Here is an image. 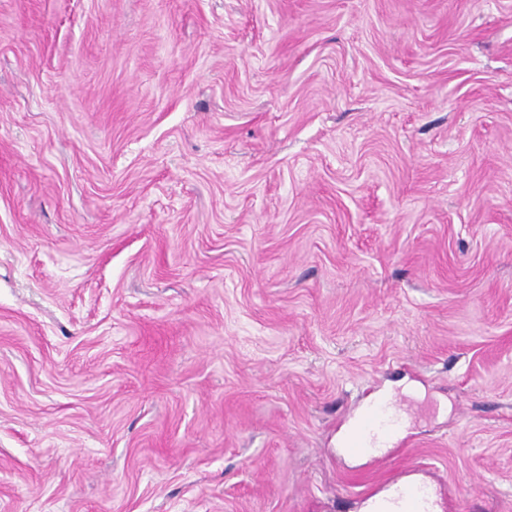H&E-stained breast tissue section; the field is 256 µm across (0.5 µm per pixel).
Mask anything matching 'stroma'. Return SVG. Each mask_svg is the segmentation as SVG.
I'll use <instances>...</instances> for the list:
<instances>
[{
  "label": "stroma",
  "instance_id": "stroma-1",
  "mask_svg": "<svg viewBox=\"0 0 512 512\" xmlns=\"http://www.w3.org/2000/svg\"><path fill=\"white\" fill-rule=\"evenodd\" d=\"M413 478L512 512V0H0V512ZM398 422V411L394 403H370L364 408L357 427L343 439L345 452L355 458L372 457L371 448L379 438L393 433ZM384 447L375 448L381 451Z\"/></svg>",
  "mask_w": 512,
  "mask_h": 512
}]
</instances>
